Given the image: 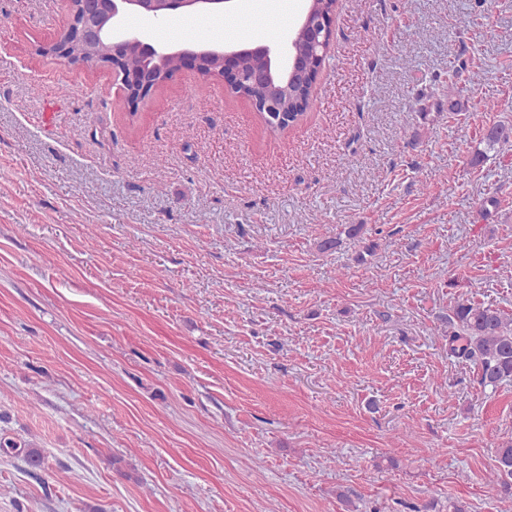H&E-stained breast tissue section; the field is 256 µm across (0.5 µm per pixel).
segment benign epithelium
Masks as SVG:
<instances>
[{
	"mask_svg": "<svg viewBox=\"0 0 512 512\" xmlns=\"http://www.w3.org/2000/svg\"><path fill=\"white\" fill-rule=\"evenodd\" d=\"M220 3L222 0H68V21L46 50L71 65H97L111 70L130 107L158 86L150 70L163 68L170 58L176 60L177 68L187 67L196 72L206 61H214L217 76L224 79L231 95L241 87L269 90L302 80L317 81L328 53L324 47L327 19L324 13L317 12L312 0H306L298 25L279 44L259 41L239 46L188 40L183 48L173 50L127 25L132 11L155 23L182 9ZM131 52L143 59V66L123 65L124 57ZM245 55L262 59V65L244 72L240 59ZM262 111L278 124L286 121L283 108L273 95L266 98Z\"/></svg>",
	"mask_w": 512,
	"mask_h": 512,
	"instance_id": "7a95c632",
	"label": "benign epithelium"
}]
</instances>
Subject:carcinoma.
Wrapping results in <instances>:
<instances>
[{
    "mask_svg": "<svg viewBox=\"0 0 512 512\" xmlns=\"http://www.w3.org/2000/svg\"><path fill=\"white\" fill-rule=\"evenodd\" d=\"M300 100L306 107L312 106V86H293L281 97V101L288 105V123L273 127L271 131L281 132L304 116L296 111V103ZM511 138L512 129L500 125L489 128L484 141L492 149ZM448 347L451 355L477 367L483 387L495 389L502 382L512 380V318L499 309L471 301L454 305L448 314ZM21 453L30 469L44 467L42 449L26 443ZM495 462L500 475L512 477V443L496 449Z\"/></svg>",
    "mask_w": 512,
    "mask_h": 512,
    "instance_id": "cac0c4a2",
    "label": "carcinoma"
}]
</instances>
